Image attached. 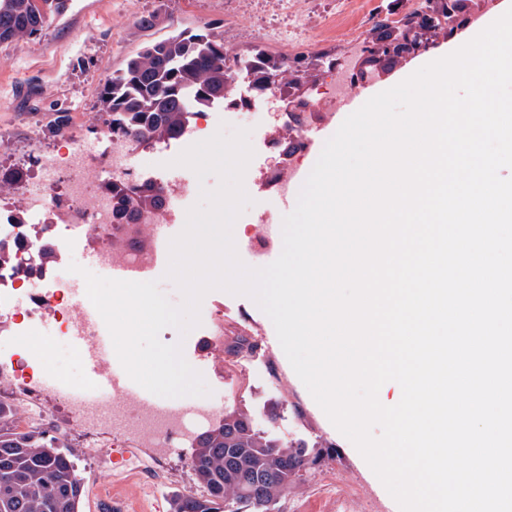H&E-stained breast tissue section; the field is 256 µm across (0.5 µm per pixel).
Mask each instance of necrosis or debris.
I'll return each mask as SVG.
<instances>
[{
	"instance_id": "necrosis-or-debris-1",
	"label": "necrosis or debris",
	"mask_w": 512,
	"mask_h": 512,
	"mask_svg": "<svg viewBox=\"0 0 512 512\" xmlns=\"http://www.w3.org/2000/svg\"><path fill=\"white\" fill-rule=\"evenodd\" d=\"M99 126L107 143L104 152L90 155L69 143L60 154L40 161L41 181H30L25 174L14 179V187L23 192L20 201L0 195V335L13 340L12 353L0 355V378H7V397L22 410L15 424L26 432L39 431L51 413L50 397L34 380L41 324L54 320L62 342L83 329L87 352L97 348L96 325L81 322L87 294L68 288L58 274L69 256L61 229L81 226L86 244L99 252L103 264L121 263L139 276L154 265L153 225L176 224L186 217L181 206L188 193L185 180L175 176L150 181L131 163L134 155L152 153L155 142L113 132L105 120ZM149 181L161 187L160 203L140 210L135 219L122 218L113 188H141ZM98 402L113 414L127 416L126 428L134 432L137 447L157 451L176 447L220 414L203 407L189 419L179 410L117 392L100 396ZM65 407L84 458L100 457L103 448L118 444V437L87 430V407L75 401Z\"/></svg>"
}]
</instances>
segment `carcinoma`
Returning a JSON list of instances; mask_svg holds the SVG:
<instances>
[{
  "mask_svg": "<svg viewBox=\"0 0 512 512\" xmlns=\"http://www.w3.org/2000/svg\"><path fill=\"white\" fill-rule=\"evenodd\" d=\"M68 0H0V43L39 34L46 15L62 14ZM448 10L431 9L402 20L401 37L386 52L393 59L420 45L418 34L433 28ZM257 82L295 81L307 64L299 55L286 61L264 52ZM234 58L224 38L212 32L182 30L146 42L123 66L107 76L99 91L101 110L114 131L173 140L186 112L224 104L232 93ZM137 208L156 205L152 189H129ZM309 463L306 445H288L256 431L247 416L230 414L196 440L191 467L201 495L175 494L170 512H274ZM268 473L273 479L255 491L242 475ZM85 485L74 455L52 438L0 430V512H81Z\"/></svg>",
  "mask_w": 512,
  "mask_h": 512,
  "instance_id": "obj_1",
  "label": "carcinoma"
}]
</instances>
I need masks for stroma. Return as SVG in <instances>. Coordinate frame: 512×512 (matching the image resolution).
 <instances>
[{
  "label": "stroma",
  "mask_w": 512,
  "mask_h": 512,
  "mask_svg": "<svg viewBox=\"0 0 512 512\" xmlns=\"http://www.w3.org/2000/svg\"><path fill=\"white\" fill-rule=\"evenodd\" d=\"M503 2L431 0V8H447V21L425 36L424 47L395 62L384 46L398 30L384 18L412 13L411 0H359L361 8L355 12L345 11L340 0H70L62 15L47 17L39 35L17 44H0V137L10 144L0 152V166H26L33 156L56 155L60 142L51 125L60 109L75 120V132L82 141H94L92 118L99 110L101 83L145 42L185 29L209 28L224 33L239 53L263 50L277 55L282 48L265 38V30H284L289 20H298L313 35L304 49L311 64L299 84L288 87L287 145L273 154L252 142L254 155L243 178L252 203L232 228L239 258L253 267L262 256L245 250L251 225L263 213L283 218L297 199L292 196L284 202L278 188H257L251 174L277 164L312 170L319 154L298 151L296 138L321 120L326 123L325 137H332L345 120L342 112L322 114L332 79H357L368 93L384 89L410 76L422 61L445 56L473 36L486 16L502 9ZM237 15L241 25L225 28V20ZM144 17L151 18V27L141 26ZM217 302L224 306L225 344L239 336L255 339L259 345L253 352L243 357L228 354L220 363L201 355L199 339L207 333ZM42 334L51 348L42 359L41 386L84 375V365L72 358L71 344L57 343L53 324H45ZM183 355L207 380L211 401L220 403L224 413L245 414L261 435L288 444L303 443L317 453L316 463L303 470L280 502L279 512H328L336 502L344 512H351L357 503L367 512H399L356 447L313 400L287 359L272 321L250 297L223 290L208 292L201 302L200 324L184 340ZM219 364L224 367V379L217 382L213 376ZM194 447V441L188 440L168 452V477L163 481L152 480L142 468L133 473L124 466L82 461L87 497L82 512H92L90 502L100 493L114 495L127 512H141L151 490L166 498L176 491L201 494L191 469Z\"/></svg>",
  "instance_id": "stroma-1"
}]
</instances>
